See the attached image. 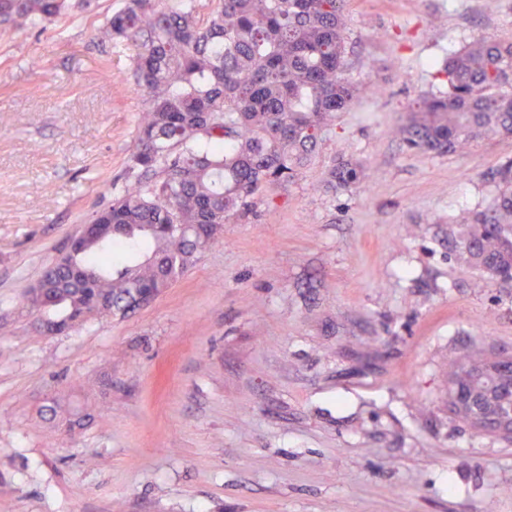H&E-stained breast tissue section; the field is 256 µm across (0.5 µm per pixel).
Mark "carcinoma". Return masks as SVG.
I'll list each match as a JSON object with an SVG mask.
<instances>
[{
	"label": "carcinoma",
	"mask_w": 512,
	"mask_h": 512,
	"mask_svg": "<svg viewBox=\"0 0 512 512\" xmlns=\"http://www.w3.org/2000/svg\"><path fill=\"white\" fill-rule=\"evenodd\" d=\"M196 0L159 10L125 0L101 37L133 46L132 75L144 90L129 171L135 180L89 214L95 225L55 259L29 299L43 320L68 330L75 320L125 315L140 297L157 298L183 278L197 254L223 239L224 225L247 217L254 200L292 181L319 139L360 93L349 71L344 32L348 0ZM91 0H0V30L75 17ZM442 87L421 94L396 137L409 151L456 152L491 133L512 135V41L477 37L448 52ZM363 167L332 166L329 183L350 187ZM491 204L473 212L454 240L469 267L512 286V159L496 171ZM507 364L500 349L448 359V407L473 425L461 397L480 392L472 372ZM51 420L71 428L87 415Z\"/></svg>",
	"instance_id": "obj_1"
}]
</instances>
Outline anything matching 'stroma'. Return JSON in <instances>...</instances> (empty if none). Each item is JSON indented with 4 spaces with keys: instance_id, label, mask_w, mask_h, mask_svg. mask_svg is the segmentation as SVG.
Wrapping results in <instances>:
<instances>
[{
    "instance_id": "1",
    "label": "stroma",
    "mask_w": 512,
    "mask_h": 512,
    "mask_svg": "<svg viewBox=\"0 0 512 512\" xmlns=\"http://www.w3.org/2000/svg\"><path fill=\"white\" fill-rule=\"evenodd\" d=\"M123 2L0 34V512H512V445L445 398L449 357L512 351V288L448 249L512 136L394 135L512 0H350L362 91L308 165L150 304L39 336L30 288L128 181L135 49L97 37ZM341 160L366 179L329 187ZM53 399L87 425L44 429Z\"/></svg>"
}]
</instances>
